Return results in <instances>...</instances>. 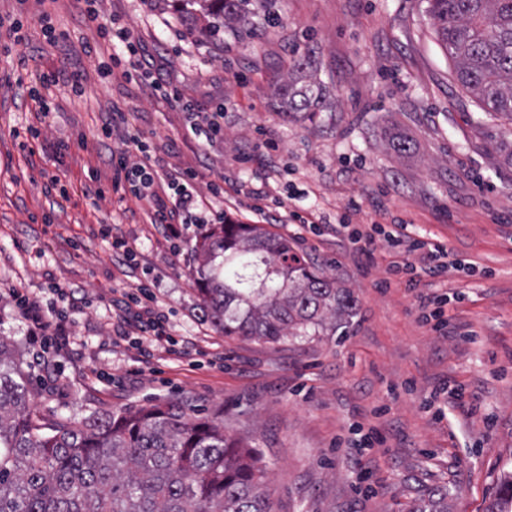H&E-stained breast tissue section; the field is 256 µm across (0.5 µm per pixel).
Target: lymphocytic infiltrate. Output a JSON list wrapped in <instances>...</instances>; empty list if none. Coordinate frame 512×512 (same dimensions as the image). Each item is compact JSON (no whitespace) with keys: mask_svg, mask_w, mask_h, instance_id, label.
Returning <instances> with one entry per match:
<instances>
[{"mask_svg":"<svg viewBox=\"0 0 512 512\" xmlns=\"http://www.w3.org/2000/svg\"><path fill=\"white\" fill-rule=\"evenodd\" d=\"M99 30L103 38L97 48L100 57L97 74L100 78H108L113 75L115 68H122L125 79H139L152 95L180 103L183 111L196 112L195 104L182 101L177 91L169 89L163 74L155 69L152 58L146 54L140 42L131 38L125 27L100 24ZM86 81L87 77L81 70H47L32 74L28 94L34 104L37 120H45L58 109L54 99L49 96L50 91L63 90L79 97L85 92ZM125 121V111L117 103L113 104L111 111L101 113L99 117L100 142L105 146L104 163L112 172V190L123 198L147 201V223L152 224L171 246H178L186 236L187 225L208 221V210L195 189L200 172L192 167L164 170L156 163L149 145L141 141L136 144L140 154L136 160L131 159L128 152L109 147V140ZM409 249L419 255L418 265L406 268V289L415 295L418 316L435 330L447 331L445 299L418 292L415 274L421 271L435 278L448 269H462L465 263L454 258L447 248L438 243L415 240ZM149 295L147 287H139L137 292L128 295L123 306L113 310L112 316L121 324L136 321L141 331L148 335H165L167 326L163 316L144 303Z\"/></svg>","mask_w":512,"mask_h":512,"instance_id":"f902f5d3","label":"lymphocytic infiltrate"}]
</instances>
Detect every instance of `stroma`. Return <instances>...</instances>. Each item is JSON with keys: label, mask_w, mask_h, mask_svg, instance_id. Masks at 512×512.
<instances>
[{"label": "stroma", "mask_w": 512, "mask_h": 512, "mask_svg": "<svg viewBox=\"0 0 512 512\" xmlns=\"http://www.w3.org/2000/svg\"><path fill=\"white\" fill-rule=\"evenodd\" d=\"M155 58L184 98L223 106L224 133L194 134V115L137 83L94 73L100 42L79 0L30 5L27 41L0 52V72L82 69L80 97L37 122L19 102L16 82L0 84V333L14 339L42 420L79 421L148 400L179 401L224 413V429L260 454L273 512H411L426 492H449L450 512H486L504 472L512 470V165L494 150L512 142V122L483 112L456 82L453 65L423 15L422 0H277L279 23L256 20L210 37L199 4L177 0H99ZM49 15L63 40L40 31ZM314 72L323 95L314 118L285 117L275 77L294 65ZM120 103L129 127L167 169L204 166L196 183L205 204L233 221L254 223L260 173H268V231L352 288L357 307L347 335L267 344L227 337L198 318L190 225L171 247L144 224L134 200L85 197L91 171L103 170L97 115ZM38 124L40 136L26 129ZM413 144L400 157L386 130ZM62 153H54L57 142ZM59 176L69 200L43 191ZM224 178L233 200L213 196ZM357 200L360 211L346 207ZM321 212L351 224L406 225L470 262L465 271L421 277L432 295L459 293L448 306L465 336L421 323L404 276L406 262L383 240L365 258L330 227L286 223L290 211ZM53 212L50 224L38 223ZM108 224L138 260L120 271ZM151 280L169 316L172 339L197 344L195 361L156 349L141 363L137 330L116 335L112 304ZM50 301L65 316L69 345L42 351L15 295ZM46 366H39L38 357ZM460 391L463 405L446 402ZM473 414H466V407Z\"/></svg>", "instance_id": "1"}]
</instances>
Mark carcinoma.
<instances>
[{"mask_svg":"<svg viewBox=\"0 0 512 512\" xmlns=\"http://www.w3.org/2000/svg\"><path fill=\"white\" fill-rule=\"evenodd\" d=\"M212 27L232 30L276 0H202ZM458 83L512 122V0H427ZM313 75L288 71L275 94L287 114L313 113ZM197 309L226 337L264 343L347 328L354 292L257 224H221L195 246ZM14 342L0 336V512H272L266 465L224 433V415L158 402L80 422L45 424ZM414 512H450L436 488ZM486 512H512V471Z\"/></svg>","mask_w":512,"mask_h":512,"instance_id":"cac0c4a2","label":"carcinoma"}]
</instances>
